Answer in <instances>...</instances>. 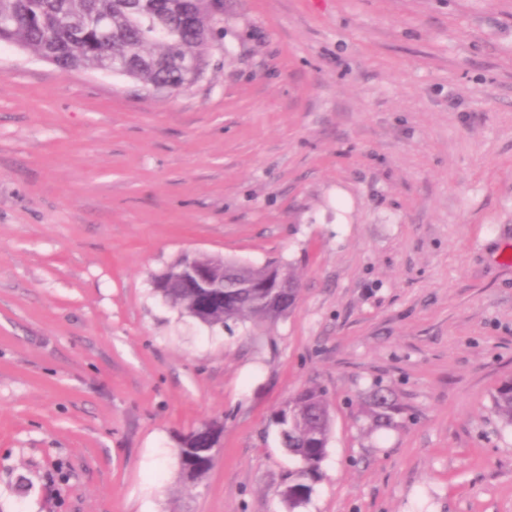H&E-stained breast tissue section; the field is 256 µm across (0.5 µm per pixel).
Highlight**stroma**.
I'll return each instance as SVG.
<instances>
[{
    "mask_svg": "<svg viewBox=\"0 0 512 512\" xmlns=\"http://www.w3.org/2000/svg\"><path fill=\"white\" fill-rule=\"evenodd\" d=\"M218 6L177 90L0 45V512H287L274 416L313 385L297 512H512V0ZM193 252L290 265L294 308L180 314L153 280ZM492 401L495 415L505 424L512 425V378L500 383ZM360 412L370 428H389L397 424L402 407L391 387L375 383L363 398ZM280 433L286 432L281 445L299 466L289 470L281 495L288 511L309 501L315 485L322 477V463L328 452L332 418L327 398L322 390L304 388L288 400L275 416ZM222 426L218 422H211L210 429L202 432L198 430L196 438L188 437L183 445L177 448L179 465V481L184 485H198L210 471L211 467L206 458L205 450L199 446L208 441L212 433L220 432Z\"/></svg>",
    "mask_w": 512,
    "mask_h": 512,
    "instance_id": "35a3bbf8",
    "label": "stroma"
}]
</instances>
